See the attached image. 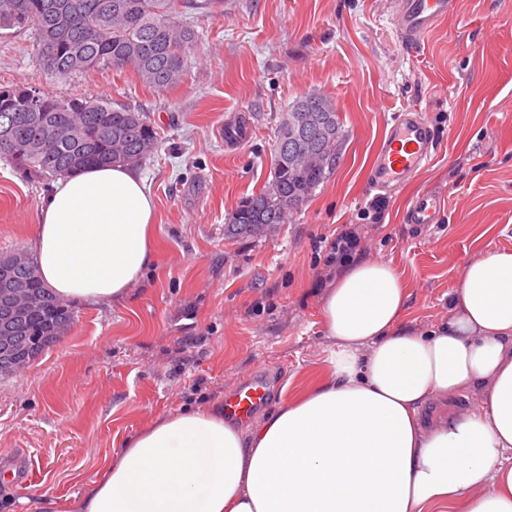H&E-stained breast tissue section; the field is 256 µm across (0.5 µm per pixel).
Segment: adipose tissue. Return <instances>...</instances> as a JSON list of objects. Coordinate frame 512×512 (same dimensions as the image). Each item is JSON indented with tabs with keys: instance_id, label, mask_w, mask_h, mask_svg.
Segmentation results:
<instances>
[{
	"instance_id": "adipose-tissue-1",
	"label": "adipose tissue",
	"mask_w": 512,
	"mask_h": 512,
	"mask_svg": "<svg viewBox=\"0 0 512 512\" xmlns=\"http://www.w3.org/2000/svg\"><path fill=\"white\" fill-rule=\"evenodd\" d=\"M137 169L58 178L37 211L39 276L62 300L121 303L157 258ZM389 264L357 260L327 292L323 369L261 422L209 404L116 449L69 512H512V249L481 252L447 322L406 327Z\"/></svg>"
}]
</instances>
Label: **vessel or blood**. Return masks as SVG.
<instances>
[{"instance_id":"1","label":"vessel or blood","mask_w":512,"mask_h":512,"mask_svg":"<svg viewBox=\"0 0 512 512\" xmlns=\"http://www.w3.org/2000/svg\"><path fill=\"white\" fill-rule=\"evenodd\" d=\"M460 0H396V29L402 42L420 45L438 24L457 14ZM435 152L432 129L419 113L404 111L397 115L378 148L369 173L373 190L391 193L408 182ZM442 198L436 193H423L412 200L404 214L409 224L436 223ZM267 399V383L253 376L224 397V413L233 419H245Z\"/></svg>"}]
</instances>
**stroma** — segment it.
I'll list each match as a JSON object with an SVG mask.
<instances>
[{"instance_id": "stroma-1", "label": "stroma", "mask_w": 512, "mask_h": 512, "mask_svg": "<svg viewBox=\"0 0 512 512\" xmlns=\"http://www.w3.org/2000/svg\"><path fill=\"white\" fill-rule=\"evenodd\" d=\"M395 0H188L198 34L181 82L145 86L131 70L55 76L30 32H0V89L103 100L145 113L159 135L142 165L156 208L158 259L121 305L74 306L75 321L30 364L0 377V449L28 467L20 489L0 477V512H51L92 480L112 449L153 418L219 403L244 379L284 385L323 364L319 239L356 224L368 258L389 263L409 294L407 326L445 323L448 294L487 248H512V0H461L409 49ZM320 93L345 131L331 176L261 236L224 227L273 175L275 131L299 97ZM422 113L433 161L395 192L368 183L395 116ZM245 123L247 136L224 131ZM52 179L0 159V252L31 250ZM445 200L437 224L404 223L416 195ZM382 198L379 218L367 216Z\"/></svg>"}]
</instances>
